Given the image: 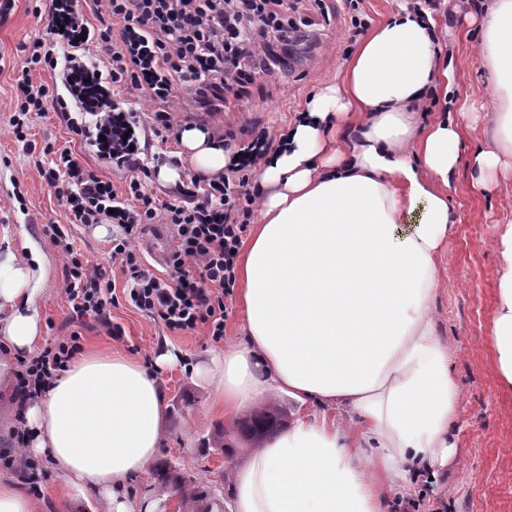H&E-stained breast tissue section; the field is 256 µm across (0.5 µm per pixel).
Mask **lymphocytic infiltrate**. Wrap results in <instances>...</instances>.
Listing matches in <instances>:
<instances>
[{"label":"lymphocytic infiltrate","instance_id":"lymphocytic-infiltrate-1","mask_svg":"<svg viewBox=\"0 0 512 512\" xmlns=\"http://www.w3.org/2000/svg\"><path fill=\"white\" fill-rule=\"evenodd\" d=\"M88 15L80 0H39L34 15L42 30L24 45L23 77L15 88L9 124L26 142L32 116L56 112L67 129L112 168L104 178L85 168L70 148L46 145L50 164L42 168L70 224L112 227V262L124 276L116 287L100 267L74 250L59 225L50 238L66 258L64 292L75 320L90 318L108 334L122 329L110 317L124 299L169 331L205 328L213 341L224 338L226 298L236 285L243 239L262 193L256 164L275 152L265 130L250 138L210 131L232 153L223 172L191 176L168 190L161 202L148 188L161 157L149 155L146 135L179 138L173 113L183 95L197 112H216L243 98L249 84L292 68L288 46L303 44L306 30L290 16V0H92ZM43 71L54 85L36 84ZM143 94L152 109L141 117L120 91ZM176 231L165 273H157L135 247L148 225ZM81 336H59L37 354L21 356L16 371L19 401L38 398L81 349Z\"/></svg>","mask_w":512,"mask_h":512}]
</instances>
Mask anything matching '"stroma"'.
Instances as JSON below:
<instances>
[{"label": "stroma", "instance_id": "35a3bbf8", "mask_svg": "<svg viewBox=\"0 0 512 512\" xmlns=\"http://www.w3.org/2000/svg\"><path fill=\"white\" fill-rule=\"evenodd\" d=\"M487 0H442L435 14L440 29V54L453 60L455 81L448 93H433L435 112L478 100L486 85V69L477 44V17ZM29 0H16L11 15L0 23V238L12 246L38 248L43 257L44 291L38 308L42 340L79 332L86 348L122 350L153 363L164 350L173 349L181 363L163 368L158 378L166 394L170 426L160 450L161 458L175 469L209 486L223 501L224 512H233L236 474L253 457L251 447L238 446L237 424L250 414L243 407L227 416L214 407L211 390L204 381H191L190 366L222 353L227 343L242 336V314L238 300L227 303L224 338L211 340L205 329L188 333L169 332L160 322L144 315L127 302L111 309L112 322L124 330L114 339L95 321H72L63 292L65 259L52 244L44 225L59 224L78 253L93 265L110 268L116 283H123L120 270L112 266V233L101 226L66 223L64 212L40 174L46 144L69 147L81 164L102 176L112 170L90 147L74 137L55 112L35 117L30 129L34 151L18 143L9 124L12 86L21 74V49L38 31ZM297 16L317 33V46L309 50L287 79L263 77L250 88L247 98L231 101L216 113V126L242 133L259 126L271 136L284 133L297 112L312 95L338 82L342 65L351 54L345 49L344 33L350 23L346 0H298ZM489 116H480L465 138L464 149L448 187L452 225L446 251L439 266V284L432 300L436 332L448 347L457 399L448 438L453 446L448 464L440 468L434 483L408 476L403 489L389 492L387 512H404L400 499L414 503V512H512V386L506 383L493 341V323L500 304V279L504 260L495 242L512 220V179H499L489 193L475 186L471 154L485 141ZM225 433L238 449L233 457L205 453L217 433ZM61 479L54 469L42 475L35 499L39 512H104L100 500L71 504L52 497Z\"/></svg>", "mask_w": 512, "mask_h": 512}]
</instances>
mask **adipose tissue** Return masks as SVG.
I'll use <instances>...</instances> for the list:
<instances>
[{"label":"adipose tissue","mask_w":512,"mask_h":512,"mask_svg":"<svg viewBox=\"0 0 512 512\" xmlns=\"http://www.w3.org/2000/svg\"><path fill=\"white\" fill-rule=\"evenodd\" d=\"M480 30L493 121L471 164L512 173V0H491ZM437 35L433 16L405 9L374 27L260 173L261 218L236 269L244 335L190 372L228 414L278 392L322 412L253 455L236 477L235 512H385L386 490L445 463L457 387L431 302L450 225L445 189L477 107L429 123L417 112L453 79ZM180 142L202 173L230 162L197 128ZM418 205V223L401 233ZM497 246L494 336L512 383V221ZM43 281L37 251L0 252V400L14 401L15 359L41 339ZM177 362L168 350L151 369L134 354L89 351L24 407L27 452L51 460L67 499L153 512L120 493L159 453L168 406L155 371Z\"/></svg>","instance_id":"adipose-tissue-1"}]
</instances>
